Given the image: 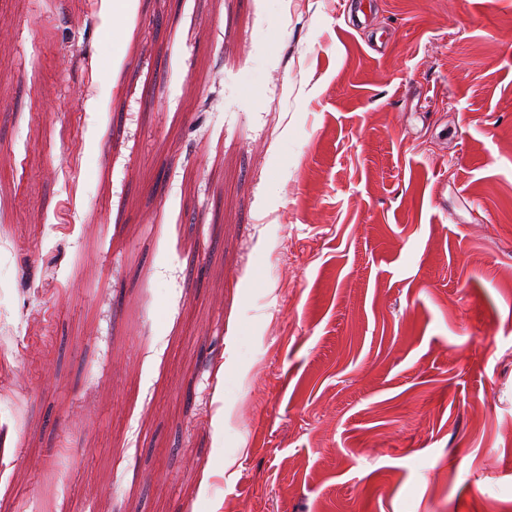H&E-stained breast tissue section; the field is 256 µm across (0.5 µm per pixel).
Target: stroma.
Wrapping results in <instances>:
<instances>
[{"label": "stroma", "mask_w": 512, "mask_h": 512, "mask_svg": "<svg viewBox=\"0 0 512 512\" xmlns=\"http://www.w3.org/2000/svg\"><path fill=\"white\" fill-rule=\"evenodd\" d=\"M0 512H512V0H0Z\"/></svg>", "instance_id": "obj_1"}]
</instances>
